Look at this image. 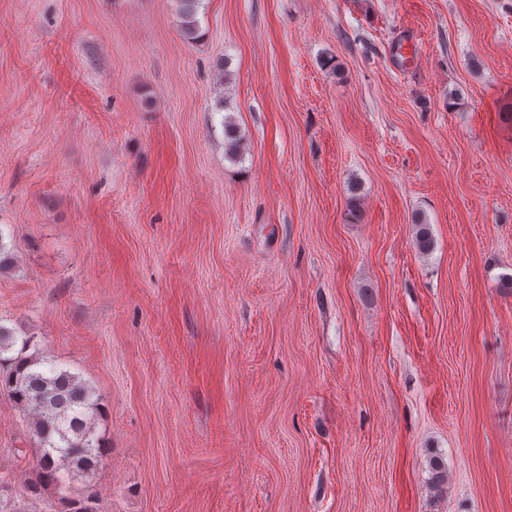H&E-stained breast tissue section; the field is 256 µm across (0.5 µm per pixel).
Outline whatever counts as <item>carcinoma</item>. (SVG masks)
Wrapping results in <instances>:
<instances>
[{
  "label": "carcinoma",
  "instance_id": "1",
  "mask_svg": "<svg viewBox=\"0 0 512 512\" xmlns=\"http://www.w3.org/2000/svg\"><path fill=\"white\" fill-rule=\"evenodd\" d=\"M182 2V35L194 40L200 0ZM224 136L228 151L239 153L242 139L229 120L224 122ZM415 245L422 253L433 249L429 225H416ZM0 396L26 417L29 441L37 450L36 479L27 486V495L39 498L52 490L65 505L64 512H97V493L89 480L106 448L95 433L99 402L94 387L40 352L33 337L20 338L0 323ZM79 480L86 485L73 497L71 489Z\"/></svg>",
  "mask_w": 512,
  "mask_h": 512
}]
</instances>
